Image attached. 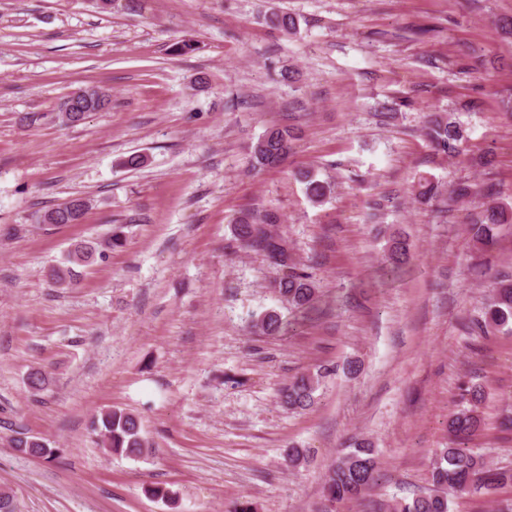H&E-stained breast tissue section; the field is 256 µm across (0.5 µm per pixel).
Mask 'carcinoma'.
<instances>
[{"mask_svg": "<svg viewBox=\"0 0 512 512\" xmlns=\"http://www.w3.org/2000/svg\"><path fill=\"white\" fill-rule=\"evenodd\" d=\"M272 27L288 34L298 33V21L288 13L272 12L265 17ZM83 95L76 98L83 103L80 112L45 114L27 112L21 121L34 125L50 119L62 125L74 127L82 123L89 112H101L111 104V95L98 87L82 89ZM425 135L433 147L450 156L462 152L466 140L465 129L453 114L431 112L425 126ZM298 138L295 128L271 126L251 148L253 165L259 169L280 167L293 150V142ZM305 183V193L314 203L323 202L332 192L329 183L319 181L309 171L300 172ZM415 199L428 204L439 195L437 185L426 176L418 177L414 186ZM89 207V201L75 196L58 204L39 216V223L50 225L77 224ZM283 223L282 215L275 209L246 211L233 221V236L244 249L272 260L283 253L281 243L287 238L275 231ZM502 224H512V206L489 201L485 204L482 217L469 226L468 232L477 252H489L496 242V230ZM98 250L94 242H79L67 252L60 264L51 267L50 278L58 286H69L78 276L77 268L88 265ZM388 273L397 274L410 259V249L406 239L399 232L393 233L386 246ZM283 274L271 285L277 297L297 308L310 306L317 297V286L311 274L297 267L295 262L281 263ZM483 332L493 328L512 333V274L500 273L486 302L484 319L475 324ZM283 329L280 315L275 311L261 314L251 325V333L259 336H274ZM320 374H301L288 380L278 391L280 406L290 412L310 409L315 404V393L319 387ZM483 393L480 387L472 385L463 390L457 408L448 415L449 445L436 453L432 464L429 486L414 493L412 498L394 499L375 512H451L449 495L452 493L479 494L484 491L512 486V468H494L485 458L465 443L482 427L480 405ZM103 447L127 458H139L148 448V441L142 434V423L138 415L119 408L100 413L91 422ZM11 446L17 451L33 456L49 454L46 443L35 435L17 432L9 436ZM378 460L373 448L364 442H357L353 448L343 453L328 470L324 485L327 508L337 503L358 501L376 479Z\"/></svg>", "mask_w": 512, "mask_h": 512, "instance_id": "obj_1", "label": "carcinoma"}]
</instances>
